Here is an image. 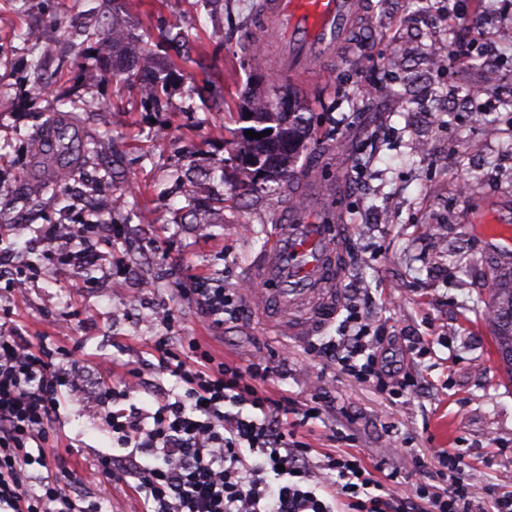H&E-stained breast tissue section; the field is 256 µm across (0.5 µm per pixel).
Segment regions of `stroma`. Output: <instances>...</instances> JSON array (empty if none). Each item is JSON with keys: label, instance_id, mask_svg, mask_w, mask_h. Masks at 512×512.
<instances>
[{"label": "stroma", "instance_id": "35a3bbf8", "mask_svg": "<svg viewBox=\"0 0 512 512\" xmlns=\"http://www.w3.org/2000/svg\"><path fill=\"white\" fill-rule=\"evenodd\" d=\"M259 0H0V307L15 333L75 365L89 383L138 369L134 406L153 392L181 393L158 367L154 348L197 338L215 356L247 364L257 356L276 373L270 389L305 403L324 396L322 414L298 428L319 452H350L397 466L410 497L420 482L414 458L437 449L459 455L476 487L512 491V375L492 347L486 284L496 261L512 257V0H362V14L335 58L290 83L291 101L310 123L306 150L287 181L246 169L238 152L251 127L244 96L256 80L252 44L273 59ZM118 22L151 67L170 74L153 101L143 74H103L93 43L78 44L75 19ZM481 26L471 63L448 58L461 25ZM45 37L31 43L29 28ZM172 27L195 37L159 44ZM40 59V72L31 62ZM76 116L86 154L80 177L39 190L31 151L43 128ZM330 184L327 206L349 225V265L336 319L313 340L281 344L256 308L217 328L194 294L209 281L246 285L271 225L308 200L309 183ZM498 222L489 239L485 221ZM58 224H89L85 243L50 235ZM23 272L27 290L10 294ZM359 300L391 342L386 361L417 376L410 399L338 371L310 352L340 334ZM171 308L159 323L154 312ZM420 341L431 355L407 354ZM50 446L53 468L96 464L114 443L105 407L63 388ZM351 442L333 439L336 431ZM408 447L394 457L390 440ZM102 512H136L124 486H74Z\"/></svg>", "mask_w": 512, "mask_h": 512}]
</instances>
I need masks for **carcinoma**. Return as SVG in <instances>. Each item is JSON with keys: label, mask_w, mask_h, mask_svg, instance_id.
<instances>
[{"label": "carcinoma", "mask_w": 512, "mask_h": 512, "mask_svg": "<svg viewBox=\"0 0 512 512\" xmlns=\"http://www.w3.org/2000/svg\"><path fill=\"white\" fill-rule=\"evenodd\" d=\"M85 40L95 42L105 55V61L112 62V71L130 68L135 58L130 56L128 47L133 35L125 30L112 27L85 29ZM151 85L153 98H158L168 86V74L149 71L146 73ZM290 96L289 90L279 87L275 96H254L249 100L250 111L256 122L262 124L257 132L272 130L260 139L253 138L244 146V156L255 172L263 173V179L275 183L288 178L293 163L305 148L307 133L306 119L290 107H281V100ZM80 152L75 125L65 123L59 127L55 163L59 178L73 173L71 160ZM492 288L487 314L494 328V340L499 359L512 373V264L505 262L492 275Z\"/></svg>", "instance_id": "obj_1"}]
</instances>
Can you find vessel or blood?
Instances as JSON below:
<instances>
[{"label":"vessel or blood","mask_w":512,"mask_h":512,"mask_svg":"<svg viewBox=\"0 0 512 512\" xmlns=\"http://www.w3.org/2000/svg\"><path fill=\"white\" fill-rule=\"evenodd\" d=\"M359 11L358 0H261L259 16L275 34L278 70L296 77L333 55ZM348 232L329 210L307 203L293 209L288 223L272 225L250 275L253 301L279 338L308 339L335 318Z\"/></svg>","instance_id":"b4317fda"}]
</instances>
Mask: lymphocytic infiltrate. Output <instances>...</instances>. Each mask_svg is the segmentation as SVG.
Segmentation results:
<instances>
[{"instance_id": "1", "label": "lymphocytic infiltrate", "mask_w": 512, "mask_h": 512, "mask_svg": "<svg viewBox=\"0 0 512 512\" xmlns=\"http://www.w3.org/2000/svg\"><path fill=\"white\" fill-rule=\"evenodd\" d=\"M197 294L214 326L244 313L227 289ZM383 343L381 329L353 305L339 338L312 350L390 395H411L415 379L380 358ZM156 348L184 394L158 393L151 411L119 406L109 412L106 424L120 453L103 467L61 476L50 469L49 435L60 417L61 386L81 388V374L0 327V512H87L67 487L89 480L131 485L141 512H512V494L476 492L459 458L442 448L414 464L421 472L435 470L443 487L417 484L411 498L395 491L398 470L381 479V464L359 455H313L288 427L287 394L269 391L274 370L264 358L240 366L194 339L174 351L161 338ZM38 467L44 474L35 482L30 472Z\"/></svg>"}]
</instances>
